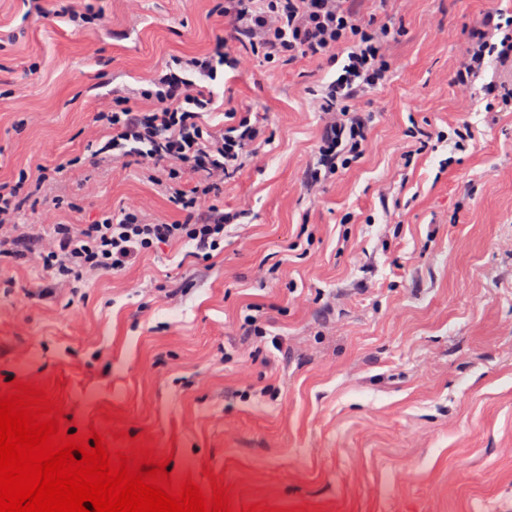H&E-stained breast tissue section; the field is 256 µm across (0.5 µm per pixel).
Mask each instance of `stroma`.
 <instances>
[{
	"mask_svg": "<svg viewBox=\"0 0 512 512\" xmlns=\"http://www.w3.org/2000/svg\"><path fill=\"white\" fill-rule=\"evenodd\" d=\"M93 3L100 21L77 29L0 0V183L66 166L22 215L31 232H47L55 197L73 224L143 199L179 218L143 167L95 158L89 117L116 87L149 108L140 92L159 70L228 33L224 0ZM491 7L512 14V0H367L365 18L401 29L392 75L360 101L362 158L311 189L314 101L341 62L247 55L225 70L209 124L228 109L267 119L262 161L218 200L248 204L246 223L208 256L161 244L122 273L57 282L51 299L37 295L43 268L0 259V386L63 381L78 429L127 431L113 450L139 436L172 478L206 493L223 479L238 506L512 512V113L481 94L473 146L421 153L411 136L458 113L456 66ZM256 307L275 343L236 335Z\"/></svg>",
	"mask_w": 512,
	"mask_h": 512,
	"instance_id": "35a3bbf8",
	"label": "stroma"
}]
</instances>
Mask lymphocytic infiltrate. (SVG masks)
<instances>
[{"label":"lymphocytic infiltrate","mask_w":512,"mask_h":512,"mask_svg":"<svg viewBox=\"0 0 512 512\" xmlns=\"http://www.w3.org/2000/svg\"><path fill=\"white\" fill-rule=\"evenodd\" d=\"M358 0H224L230 44L213 52L182 56L161 71L144 90L152 108L129 104L124 89L113 88L112 106L95 112L94 128L107 133L110 149L126 146L138 158L178 210L180 220L148 221L145 203L104 213L93 224L59 219L61 200L44 209L51 231L44 235L0 231V257L23 256L72 279L89 272L117 273L159 243L184 240L195 255H208L224 240L227 224L247 217V209L224 212L213 199L221 194L245 161L256 159L265 114L242 116L222 130L203 122L216 103L202 82L216 81L221 67L237 69L243 54L292 62L305 56L332 59L345 54L336 79L316 102L323 112L316 161L304 173L307 186L336 175L349 158L362 155L371 123L354 106L364 92L385 84L392 72L387 52L395 35L390 22L365 21ZM512 65V16L489 8L469 34V46L457 67L462 107L476 98V82L491 64ZM60 167L38 166L21 172L18 182L0 186V224L14 226L30 199L25 185L40 186L60 174Z\"/></svg>","instance_id":"obj_1"}]
</instances>
